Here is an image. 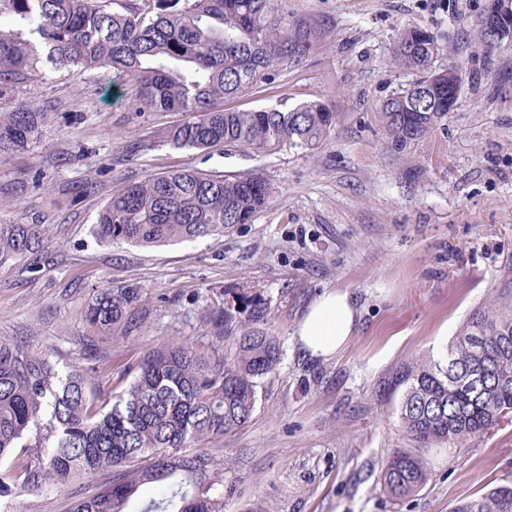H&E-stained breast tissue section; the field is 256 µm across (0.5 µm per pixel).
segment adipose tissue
<instances>
[{
	"instance_id": "adipose-tissue-1",
	"label": "adipose tissue",
	"mask_w": 512,
	"mask_h": 512,
	"mask_svg": "<svg viewBox=\"0 0 512 512\" xmlns=\"http://www.w3.org/2000/svg\"><path fill=\"white\" fill-rule=\"evenodd\" d=\"M358 320L359 313L349 292L327 291L308 308L297 336L311 357L326 358L347 342Z\"/></svg>"
}]
</instances>
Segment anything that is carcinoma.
Masks as SVG:
<instances>
[{
    "label": "carcinoma",
    "instance_id": "1",
    "mask_svg": "<svg viewBox=\"0 0 512 512\" xmlns=\"http://www.w3.org/2000/svg\"><path fill=\"white\" fill-rule=\"evenodd\" d=\"M288 0H0L21 27H0V98L40 80L43 68L111 70L134 86L137 112H193L195 120L162 132L174 148H238L267 155L283 148L321 149L336 113L313 101L292 110L231 112L220 100L296 64L319 35L313 21L288 13ZM436 35L408 23L392 61L415 79L380 108L391 144L403 149L455 109L434 67ZM49 113L18 105L0 112V155L29 148ZM253 172L213 175L176 170L127 186L94 225L105 243L161 246L222 236L268 203ZM41 224H0V268L36 257ZM204 312L203 344L146 350L121 390L102 345L139 334V290L111 284L81 312L84 365L62 373L54 350L0 339V493L67 492L79 481L91 493L70 512H224V482L212 459L193 448L244 426L258 387L281 350L261 323L268 307L255 294L227 293ZM231 335L224 347L218 340ZM400 393L397 415L413 448H396L382 465L384 491L402 499L431 472L420 449L458 448L512 417V299L469 315L440 358L400 366L388 382ZM452 512H512V484L459 501Z\"/></svg>",
    "mask_w": 512,
    "mask_h": 512
}]
</instances>
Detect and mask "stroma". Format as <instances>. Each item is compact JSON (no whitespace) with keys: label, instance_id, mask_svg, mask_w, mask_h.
Masks as SVG:
<instances>
[{"label":"stroma","instance_id":"35a3bbf8","mask_svg":"<svg viewBox=\"0 0 512 512\" xmlns=\"http://www.w3.org/2000/svg\"><path fill=\"white\" fill-rule=\"evenodd\" d=\"M490 0H288L324 33L299 64L224 109L294 108L320 101L336 114L328 144L255 156L160 145L187 112L132 110V86L115 73L49 71L0 99L51 113L31 149L0 156V223L40 224L41 258L0 268V338L53 348L78 364L80 313L107 283L140 288L148 318L139 336L106 346L114 388L145 349L206 338L202 310L228 289L260 295L265 328L280 344L255 411L206 447L224 480V512H451L461 499L512 481V424L463 447L423 449L432 476L394 500L379 473L408 447L385 383L406 361L440 356L478 307L512 289V41L484 49L477 25ZM437 34V67L462 62L457 105L405 149L391 146L384 100L410 71L391 61L407 23ZM261 173L268 205L217 238L138 247L91 235L100 209L126 185L173 170ZM328 290L354 296L358 326L336 354L314 359L296 336ZM71 493L10 490L0 512H68Z\"/></svg>","mask_w":512,"mask_h":512}]
</instances>
